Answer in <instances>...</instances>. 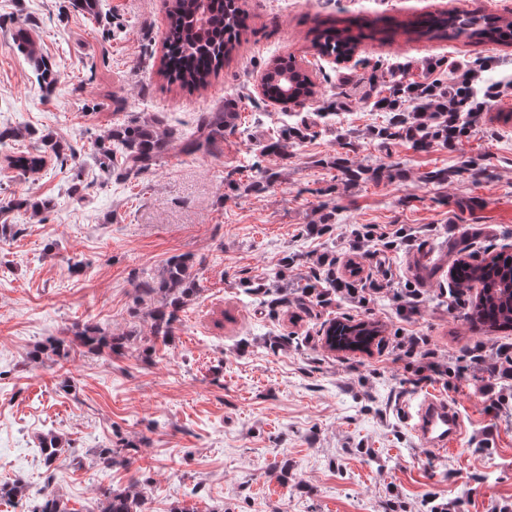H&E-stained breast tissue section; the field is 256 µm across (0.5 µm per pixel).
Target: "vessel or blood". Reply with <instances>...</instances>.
<instances>
[{"label":"vessel or blood","instance_id":"vessel-or-blood-1","mask_svg":"<svg viewBox=\"0 0 512 512\" xmlns=\"http://www.w3.org/2000/svg\"><path fill=\"white\" fill-rule=\"evenodd\" d=\"M407 417L419 441L441 451L456 446L463 432L458 410L433 392L419 396L411 405Z\"/></svg>","mask_w":512,"mask_h":512}]
</instances>
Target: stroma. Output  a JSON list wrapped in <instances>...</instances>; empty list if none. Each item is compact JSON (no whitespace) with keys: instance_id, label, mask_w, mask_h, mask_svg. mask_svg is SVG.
Masks as SVG:
<instances>
[{"instance_id":"stroma-1","label":"stroma","mask_w":512,"mask_h":512,"mask_svg":"<svg viewBox=\"0 0 512 512\" xmlns=\"http://www.w3.org/2000/svg\"><path fill=\"white\" fill-rule=\"evenodd\" d=\"M241 42L206 89L158 72L168 0H0V483L23 480L31 499L50 490L90 512L99 486L144 498L147 512H426L430 494L455 512L512 503V415L487 410L486 388L512 402V384L480 367L457 376L476 343L511 342L462 318L452 296V250L474 259L512 251V87L448 146L416 149L377 135L388 115L368 99L386 73L450 81L479 57L512 75V46L452 41L363 42L346 61L319 54L313 30L331 18L411 19L436 10L512 18V0H240ZM29 26L55 82L43 88L15 44ZM293 56L318 91L283 106L262 91L268 63ZM237 112L213 153H185L204 112ZM146 121L172 132L145 172H103L97 148L112 126ZM72 146L22 174L6 158L43 136ZM285 155H264L268 141ZM364 174L347 181L335 158ZM444 169L447 181H427ZM26 197L42 210L11 208ZM394 246L359 244L367 228ZM336 259L333 270L320 264ZM191 258L197 293L174 336L153 339L157 300L140 281L174 256ZM380 287L368 304L319 301L327 273ZM261 291H254V284ZM416 288L419 298L396 297ZM368 321L365 350L325 344L331 320ZM134 333L124 355L81 352L32 361L30 351L73 326ZM429 337L451 373L413 383L397 360L398 332ZM440 392L465 433L443 454L411 433L404 408ZM68 449L45 467L39 439ZM130 444L131 466L102 470L100 448Z\"/></svg>"}]
</instances>
